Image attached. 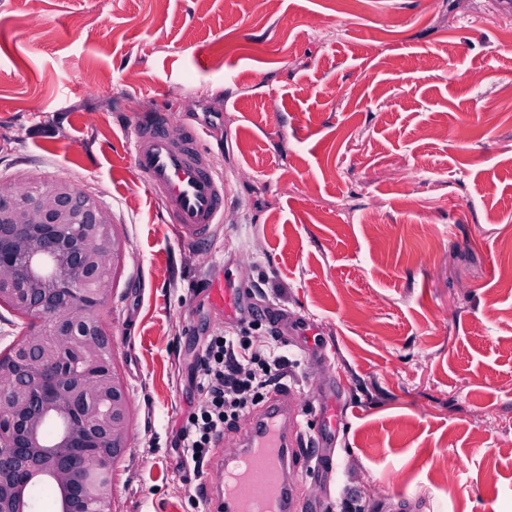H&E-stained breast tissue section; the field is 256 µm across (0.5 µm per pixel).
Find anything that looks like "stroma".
Listing matches in <instances>:
<instances>
[{
  "mask_svg": "<svg viewBox=\"0 0 512 512\" xmlns=\"http://www.w3.org/2000/svg\"><path fill=\"white\" fill-rule=\"evenodd\" d=\"M155 110L212 120L224 219L196 247L136 180L125 137ZM60 177L122 246L113 512H203L220 472L174 435L206 401L203 346L256 306L326 348H286L304 436L336 384L335 468L302 462L301 500L512 512V0H0V180ZM240 265L230 319L207 283Z\"/></svg>",
  "mask_w": 512,
  "mask_h": 512,
  "instance_id": "1",
  "label": "stroma"
}]
</instances>
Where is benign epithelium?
Returning <instances> with one entry per match:
<instances>
[{
	"instance_id": "7a95c632",
	"label": "benign epithelium",
	"mask_w": 512,
	"mask_h": 512,
	"mask_svg": "<svg viewBox=\"0 0 512 512\" xmlns=\"http://www.w3.org/2000/svg\"><path fill=\"white\" fill-rule=\"evenodd\" d=\"M121 243L109 209L67 178L0 180V307L34 323L0 356V512H112L105 490L129 448L130 397L98 314Z\"/></svg>"
}]
</instances>
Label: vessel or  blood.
Listing matches in <instances>:
<instances>
[{
  "mask_svg": "<svg viewBox=\"0 0 512 512\" xmlns=\"http://www.w3.org/2000/svg\"><path fill=\"white\" fill-rule=\"evenodd\" d=\"M171 120L170 114L156 113L134 126L132 161L139 182L149 188L177 237L196 246L209 239L221 219L224 181L208 162L200 132L174 135ZM208 299L228 317L242 308L239 284L221 275L212 278ZM323 400L319 441L325 444L336 435L335 386H328ZM298 411L295 393L283 388L247 415L237 436L236 456L221 465V481L201 487L208 512H317L294 493L300 478Z\"/></svg>",
  "mask_w": 512,
  "mask_h": 512,
  "instance_id": "b4317fda",
  "label": "vessel or blood"
}]
</instances>
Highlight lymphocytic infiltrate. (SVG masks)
<instances>
[{"mask_svg": "<svg viewBox=\"0 0 512 512\" xmlns=\"http://www.w3.org/2000/svg\"><path fill=\"white\" fill-rule=\"evenodd\" d=\"M282 345L277 336L268 337L257 350L244 335L210 339L200 356V381L209 400L177 432L183 462L203 467L224 431L281 386L290 365Z\"/></svg>", "mask_w": 512, "mask_h": 512, "instance_id": "lymphocytic-infiltrate-1", "label": "lymphocytic infiltrate"}]
</instances>
